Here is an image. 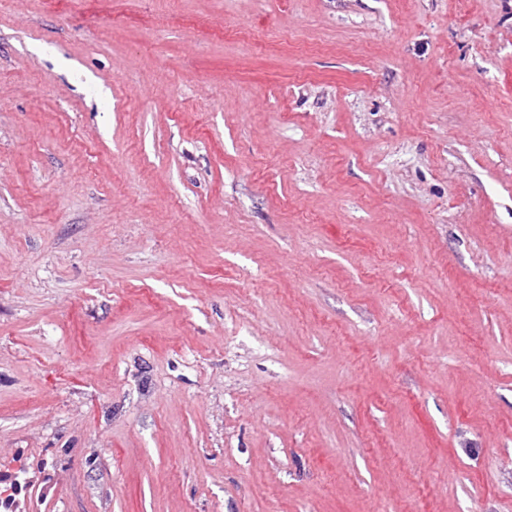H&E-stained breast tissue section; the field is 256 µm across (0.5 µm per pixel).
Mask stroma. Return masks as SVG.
<instances>
[{"instance_id": "35a3bbf8", "label": "stroma", "mask_w": 512, "mask_h": 512, "mask_svg": "<svg viewBox=\"0 0 512 512\" xmlns=\"http://www.w3.org/2000/svg\"><path fill=\"white\" fill-rule=\"evenodd\" d=\"M512 512V0H0V492Z\"/></svg>"}]
</instances>
